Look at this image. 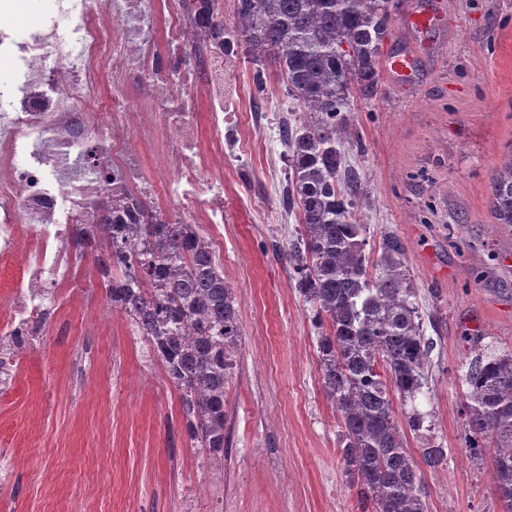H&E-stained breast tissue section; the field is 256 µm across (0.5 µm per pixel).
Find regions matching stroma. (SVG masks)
I'll return each mask as SVG.
<instances>
[{
    "label": "stroma",
    "mask_w": 512,
    "mask_h": 512,
    "mask_svg": "<svg viewBox=\"0 0 512 512\" xmlns=\"http://www.w3.org/2000/svg\"><path fill=\"white\" fill-rule=\"evenodd\" d=\"M436 18L412 26L415 14ZM413 55V75L379 72L355 94L346 150L370 197L365 255L385 233L404 243L425 330L436 346L415 407L429 512H501L489 456L461 447L465 337L512 349V232L494 227L490 174L512 142V0H403L381 57ZM240 57L244 120L233 167L202 170L224 198V229L202 230L233 289L242 336L226 387L229 446L191 448L179 392L125 315L111 307L91 257L68 249L70 278L42 298L40 345L0 385V512H359L344 474L336 413L322 388L313 309L282 252L298 224L284 201L287 88L263 94Z\"/></svg>",
    "instance_id": "obj_1"
}]
</instances>
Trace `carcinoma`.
I'll list each match as a JSON object with an SVG mask.
<instances>
[{"label":"carcinoma","mask_w":512,"mask_h":512,"mask_svg":"<svg viewBox=\"0 0 512 512\" xmlns=\"http://www.w3.org/2000/svg\"><path fill=\"white\" fill-rule=\"evenodd\" d=\"M201 2L209 33L224 36V54L243 47L253 61L273 64L303 111L299 123L283 129L291 169L286 204L299 207L302 226L284 257L315 326L330 323L317 340L320 377L341 421L345 474L362 512H427L392 395L412 401L421 392L434 343L425 336L396 235L383 237L375 271L368 269L354 211L368 197L341 153L352 138L351 80L374 91L391 0H235L230 29L211 0ZM491 185L495 219L512 229V143ZM70 242L94 258L112 306L179 391L191 447L224 454V393L241 329L233 289L199 225L161 214L132 189L94 201ZM464 341L470 359L459 377L461 444L475 458L490 454L503 512H512V351Z\"/></svg>","instance_id":"carcinoma-1"}]
</instances>
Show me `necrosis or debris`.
Returning <instances> with one entry per match:
<instances>
[{"label": "necrosis or debris", "instance_id": "necrosis-or-debris-1", "mask_svg": "<svg viewBox=\"0 0 512 512\" xmlns=\"http://www.w3.org/2000/svg\"><path fill=\"white\" fill-rule=\"evenodd\" d=\"M200 10V0H176L168 10L162 9L160 0H100L86 10L75 39L49 27L22 56L17 91L0 95V254L24 259L21 278L0 300V310L8 314L5 327L15 338L12 359L31 348L42 321L44 310L33 289L62 283L52 242H63L68 225L87 220L85 209L58 210L55 196L44 185L43 167L18 163L19 142L28 139L41 145L50 164L59 168L61 183L70 184V173L61 168V152L91 143L99 120L86 99L100 77H107L114 90L106 126L111 159L100 189L139 182L131 165L132 144L171 135L176 143L164 157L166 168L190 186L187 199L207 223H223L220 192L202 188L199 179L191 98H182L176 109L169 110L157 94L170 80L167 71L154 65L158 43H165L170 56L195 48V77L212 107L215 146L210 159L223 167L224 70L234 67L236 60L225 57L218 45L194 39ZM133 84L142 88L134 100L127 94Z\"/></svg>", "mask_w": 512, "mask_h": 512}]
</instances>
